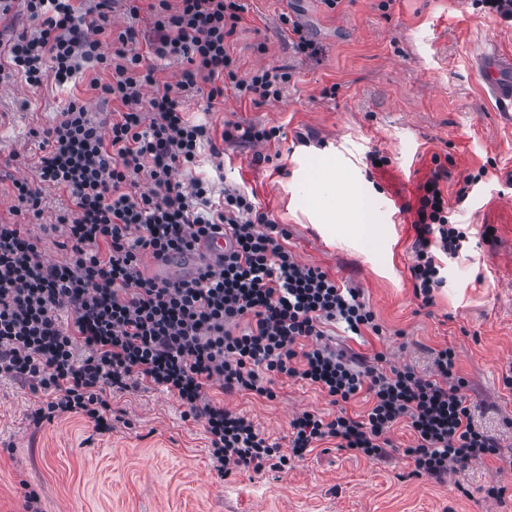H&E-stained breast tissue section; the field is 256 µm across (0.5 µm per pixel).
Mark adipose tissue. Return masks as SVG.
I'll return each instance as SVG.
<instances>
[{
	"mask_svg": "<svg viewBox=\"0 0 512 512\" xmlns=\"http://www.w3.org/2000/svg\"><path fill=\"white\" fill-rule=\"evenodd\" d=\"M304 189L332 237L367 241L379 233L362 183L336 166H325L317 177L305 182Z\"/></svg>",
	"mask_w": 512,
	"mask_h": 512,
	"instance_id": "adipose-tissue-1",
	"label": "adipose tissue"
}]
</instances>
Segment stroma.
Masks as SVG:
<instances>
[{
    "mask_svg": "<svg viewBox=\"0 0 512 512\" xmlns=\"http://www.w3.org/2000/svg\"><path fill=\"white\" fill-rule=\"evenodd\" d=\"M242 0L244 11L227 49L239 77L258 68H285L290 79L278 100L255 104L227 96L206 111L197 93L181 95L191 120L278 127L265 148L271 162L255 165L233 142L224 145L228 181L254 192L262 211L288 231V247L305 264L360 288L381 328L363 339L333 335L337 347L389 364L428 372L430 352L451 347L465 393L502 455L512 454V124L500 117L480 61L512 56V22L479 0ZM295 8L321 47L319 58L294 54L280 15ZM110 73L85 69L64 87L32 88L18 77L0 83V213L13 205L12 181L31 176L40 156L32 130L53 124L76 98L97 118L112 107L90 86ZM376 152L388 159L375 168ZM356 175L371 197L379 238L364 246L331 240L314 222L302 181L324 161ZM440 187L455 203L454 222L470 227L471 243L444 261L446 282L431 306L413 293L409 272L413 221L421 186L436 167ZM476 182L464 201L466 176ZM490 239H483L485 228ZM275 400L223 396L224 405L271 438L284 439L296 413L331 412L327 397L302 381L279 377ZM38 397L0 381V512H22L26 488L43 512H512V474H496L494 459L470 464L439 482L414 477L403 450L405 424L390 433L395 452L377 463L324 442L288 471H234L219 477L201 423L162 389L115 395L123 414L112 432L96 434L78 416L34 429L27 415ZM501 499L487 497L491 482Z\"/></svg>",
    "mask_w": 512,
    "mask_h": 512,
    "instance_id": "obj_1",
    "label": "stroma"
}]
</instances>
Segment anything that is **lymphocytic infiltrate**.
<instances>
[{
    "mask_svg": "<svg viewBox=\"0 0 512 512\" xmlns=\"http://www.w3.org/2000/svg\"><path fill=\"white\" fill-rule=\"evenodd\" d=\"M113 0H0V21L29 27L0 41V73L29 87L62 86L86 66L111 70L93 82L113 102L96 118L71 99L54 125L34 131L41 155L34 178L13 180L15 203L0 218V380L27 384L42 398L29 415L34 428L75 414L95 433L112 429L114 395L157 387L202 422L219 475L232 469L286 471L322 441L378 462L392 450L393 427L407 423L404 453L413 475L437 481L487 458L496 474L512 472L496 440L475 420L456 370V354L436 350L429 372L384 367L383 354L345 355L325 343L324 329L343 325L362 336L378 331L357 288L301 263L278 228L244 190L225 185L215 200L211 180L182 183L209 149L223 171L220 141H234L265 161L261 148L277 128L234 124L213 137L187 118L179 92H202L207 109L225 91L259 103L279 99L288 81L277 66L238 78L226 48L241 20L240 0H150V26L113 30ZM182 64L177 84H159L147 55ZM437 168L424 183L413 225L410 274L414 295L433 303L443 287L441 258L467 249L466 229L450 220ZM67 195L51 223L62 261H48L27 220L45 215L43 191ZM228 232L236 249L224 263L188 279L146 277L145 256H188L204 239ZM72 314L63 324L61 311ZM296 378L326 394L338 413L304 411L290 421L287 444L215 401L211 388L274 400L275 379ZM366 394L369 408L350 415L342 403Z\"/></svg>",
    "mask_w": 512,
    "mask_h": 512,
    "instance_id": "1",
    "label": "lymphocytic infiltrate"
}]
</instances>
